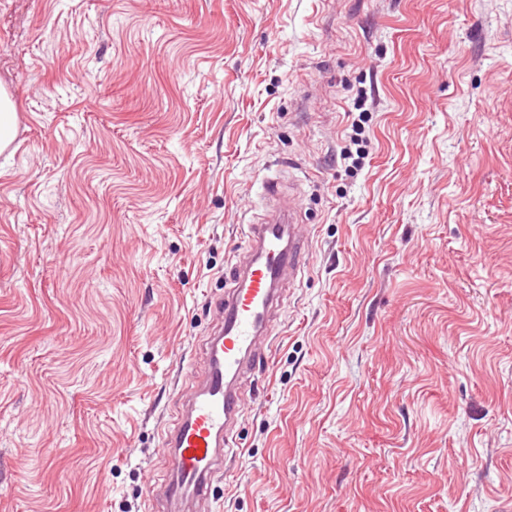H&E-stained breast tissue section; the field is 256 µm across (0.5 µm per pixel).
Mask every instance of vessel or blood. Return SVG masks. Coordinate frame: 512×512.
Returning <instances> with one entry per match:
<instances>
[{
    "instance_id": "1",
    "label": "vessel or blood",
    "mask_w": 512,
    "mask_h": 512,
    "mask_svg": "<svg viewBox=\"0 0 512 512\" xmlns=\"http://www.w3.org/2000/svg\"><path fill=\"white\" fill-rule=\"evenodd\" d=\"M264 193L269 213L248 227L246 255L233 267L232 287L215 304L220 324L203 345L199 381L182 398L164 436L160 455L169 476L151 498L165 512H199L208 501L240 414L239 380L265 360L261 343L279 305L280 287L304 269L303 236L291 201L274 180L266 182Z\"/></svg>"
}]
</instances>
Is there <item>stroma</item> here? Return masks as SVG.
<instances>
[{"label":"stroma","mask_w":512,"mask_h":512,"mask_svg":"<svg viewBox=\"0 0 512 512\" xmlns=\"http://www.w3.org/2000/svg\"><path fill=\"white\" fill-rule=\"evenodd\" d=\"M0 89V512H150L270 178L211 512H512V0H0ZM16 133V110L11 98L0 91V153L12 144Z\"/></svg>","instance_id":"obj_1"}]
</instances>
